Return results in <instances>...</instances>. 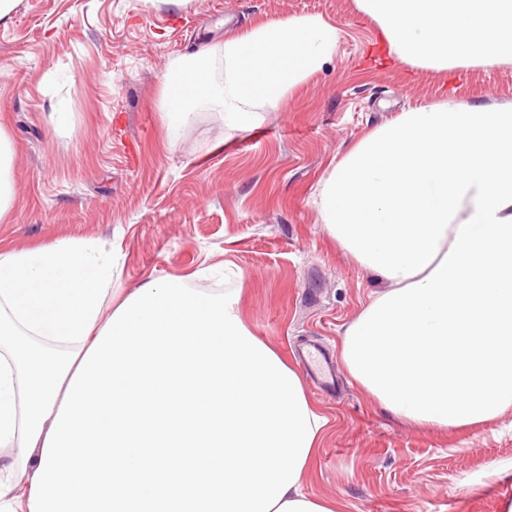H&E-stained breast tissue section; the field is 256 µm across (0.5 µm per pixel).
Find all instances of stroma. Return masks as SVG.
Listing matches in <instances>:
<instances>
[{"mask_svg":"<svg viewBox=\"0 0 512 512\" xmlns=\"http://www.w3.org/2000/svg\"><path fill=\"white\" fill-rule=\"evenodd\" d=\"M306 16L339 31L322 70L289 96L259 97L250 130L202 110L169 145L162 80L178 57L230 30ZM449 99L512 103V64L400 62L354 0H18L0 19V128L15 185L0 249L66 239L122 255L103 323L128 289L180 278L233 296L254 336L284 356L311 340L339 352L346 328L387 287L328 234L320 188L368 132ZM338 373L335 395L305 386L329 420L305 493L338 512H504L512 407L428 430Z\"/></svg>","mask_w":512,"mask_h":512,"instance_id":"stroma-1","label":"stroma"}]
</instances>
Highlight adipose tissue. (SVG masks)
I'll use <instances>...</instances> for the list:
<instances>
[{
	"label": "adipose tissue",
	"mask_w": 512,
	"mask_h": 512,
	"mask_svg": "<svg viewBox=\"0 0 512 512\" xmlns=\"http://www.w3.org/2000/svg\"><path fill=\"white\" fill-rule=\"evenodd\" d=\"M389 55L437 69L512 64V0H355ZM337 29L292 18L179 57L169 142L198 110L250 129L260 94L320 71ZM329 234L387 285L341 357L379 405L429 429L512 406V104L399 113L324 181ZM116 256L59 240L0 251V512H336L301 488L327 424L298 370L229 295L130 289L107 323Z\"/></svg>",
	"instance_id": "adipose-tissue-1"
}]
</instances>
